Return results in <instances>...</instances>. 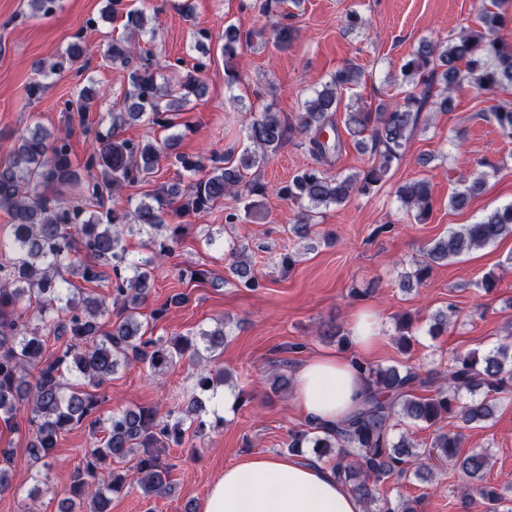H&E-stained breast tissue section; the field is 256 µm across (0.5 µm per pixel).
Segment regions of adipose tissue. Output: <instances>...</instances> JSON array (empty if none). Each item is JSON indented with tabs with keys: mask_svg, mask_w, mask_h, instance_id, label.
<instances>
[{
	"mask_svg": "<svg viewBox=\"0 0 512 512\" xmlns=\"http://www.w3.org/2000/svg\"><path fill=\"white\" fill-rule=\"evenodd\" d=\"M367 389L352 357L316 356L296 373L294 401L308 421L329 427ZM201 512H363V507L332 466L292 454H258L225 468L211 483Z\"/></svg>",
	"mask_w": 512,
	"mask_h": 512,
	"instance_id": "1",
	"label": "adipose tissue"
}]
</instances>
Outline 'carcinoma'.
Listing matches in <instances>:
<instances>
[{
	"label": "carcinoma",
	"instance_id": "1",
	"mask_svg": "<svg viewBox=\"0 0 512 512\" xmlns=\"http://www.w3.org/2000/svg\"><path fill=\"white\" fill-rule=\"evenodd\" d=\"M110 12L126 18L125 27L144 35L146 16L128 9L124 0H109ZM512 0H484L476 27H467L447 40L422 39L403 65V97L373 112L355 104H342V93L357 85L361 72L352 66L339 68L312 90L302 111L290 119L269 106L252 116L246 128L248 145L240 153L228 149L189 156L176 151L175 136L133 141L122 139L119 130L141 119L165 130L176 127L178 113L190 96L202 95L201 81L189 71L177 85L160 79L148 52L131 37L109 43L107 57L129 70V87L123 108L101 119L91 154L84 166L87 176L74 169L67 139L54 137L38 127L18 137L9 162L0 166V209L9 217V228L0 234V423L15 424L17 413L29 410L32 440L30 457L51 466L61 433L84 422L95 432L93 447L84 454L64 489L61 512L86 505L87 512H111L112 496L138 488L147 498H159L171 490V467L161 462L154 449L182 443L185 423L196 436L224 425V418L204 419L207 392L226 384L230 372L215 369L216 351L224 348L225 324L209 330L175 336L147 335L138 310L150 293L147 266L162 263L186 234L189 225L165 222L167 210L182 218L201 215L218 202L231 199L251 213L267 187L250 176L289 140L299 136L315 163L298 169L274 189L278 197L298 205L300 215L290 231L298 238L311 233V220L319 209L343 205L353 196H367L385 179L409 140L423 107L447 112L453 93L467 85L480 92L512 91ZM296 40L293 26L278 23L273 45L279 50ZM251 37L233 24L224 27V75L232 87L241 82L232 61L249 46ZM86 53L72 43L47 66L50 72L78 64ZM439 86L434 99L428 92ZM92 88H83L65 110L85 117ZM345 109V127L357 137L356 146L370 150L373 162L350 174L332 173L342 150L336 112ZM490 119L505 137L512 138V103L494 108ZM176 169V180L145 194L134 204L123 198L122 189L154 174L161 161ZM489 173L474 172L449 196L457 210L469 205L483 190ZM75 187L82 200L73 203L54 193ZM397 198L406 213L419 222L432 213L428 181L401 184ZM146 234L149 257L142 262L128 258L126 237ZM512 234V203L503 205L474 224H465L430 243L425 257L401 276L399 287L410 292L429 277L432 265L446 262L473 249L493 245ZM249 246L231 237L224 247L227 275L242 287H260ZM113 274L109 296L73 287L72 279L97 283L99 267ZM456 316L454 307L435 314L431 336L448 331ZM400 342L407 347L414 337V320L401 315L395 323ZM62 341L54 356L45 355L49 336ZM199 367L197 390L183 406L165 412L156 407L121 408L103 418L95 390L119 368L133 363L148 366L163 376L183 360ZM370 382L353 411L342 421L321 427L309 424L289 434L288 450L300 453L313 448L316 458L332 464L336 477L357 496L365 512H419L420 499L399 498L392 506L380 486L407 477L409 471L425 481L437 460L458 469L477 482L475 489L489 505L499 501L496 490L481 484L489 466L484 451L460 455L463 435L445 431L439 423L459 417L464 425L489 421L494 401L473 398L460 403L465 390L502 394L512 384V347L500 345L479 355L476 351L454 354L445 376L434 369L422 372L408 367H372L356 362ZM436 427L430 446L413 452L406 432L394 439L400 426ZM12 449L0 448V495L14 490L10 477ZM135 462L129 470L118 465Z\"/></svg>",
	"mask_w": 512,
	"mask_h": 512
}]
</instances>
